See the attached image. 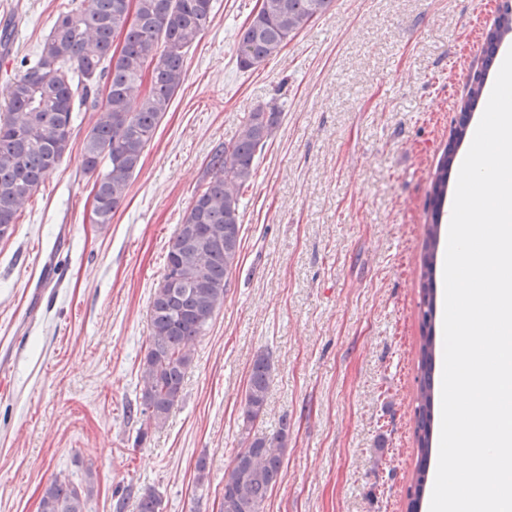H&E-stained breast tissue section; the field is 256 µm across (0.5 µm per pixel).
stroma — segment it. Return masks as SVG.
<instances>
[{
    "label": "stroma",
    "mask_w": 512,
    "mask_h": 512,
    "mask_svg": "<svg viewBox=\"0 0 512 512\" xmlns=\"http://www.w3.org/2000/svg\"><path fill=\"white\" fill-rule=\"evenodd\" d=\"M60 3L0 0V28L14 31L0 109ZM259 4L214 0L111 223H95L94 178L74 154L0 240V512H38L58 477L91 484L88 512L148 491L164 512H220L249 435L283 425L263 512H407L431 184L498 0H335L244 71L237 33ZM260 105L281 117L240 194L239 264L182 401L137 442L139 366L168 246L210 150ZM260 352L272 379L248 431ZM271 378L269 356L258 353L251 364L245 390L243 423L246 429L253 426L264 412Z\"/></svg>",
    "instance_id": "35a3bbf8"
}]
</instances>
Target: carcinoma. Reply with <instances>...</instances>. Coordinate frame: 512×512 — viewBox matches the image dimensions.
Wrapping results in <instances>:
<instances>
[{"instance_id":"carcinoma-1","label":"carcinoma","mask_w":512,"mask_h":512,"mask_svg":"<svg viewBox=\"0 0 512 512\" xmlns=\"http://www.w3.org/2000/svg\"><path fill=\"white\" fill-rule=\"evenodd\" d=\"M334 0H260L243 26L237 62L251 70L276 56ZM213 0H82L58 11L48 38L22 75L6 88L0 112V239L13 234L18 214L50 170L76 152L82 170L96 176L94 215L108 224L126 195L147 145L186 77L185 55L211 21ZM512 34V0H501L490 29L484 67L470 78L452 142L432 182V223L421 257L418 393L414 408L417 469L407 490L408 512H420L433 453L435 412V266L441 208L456 146L469 134L471 112L483 98L486 76L502 38ZM121 38V46L114 45ZM98 110L93 128L73 139V113ZM281 112L262 106L249 113L238 136L208 156V182L197 189L169 246L162 279L150 305V335L140 365L141 414L146 428L165 426L183 398L193 363L192 345L224 304L240 250L239 194L256 175L255 159L280 122ZM271 378L269 356L257 354L245 390L243 423L264 412ZM288 420L272 437H255L238 451L224 475L220 512H262L280 475ZM90 490L56 478L43 491L38 512H86ZM133 512H162L153 492Z\"/></svg>"}]
</instances>
